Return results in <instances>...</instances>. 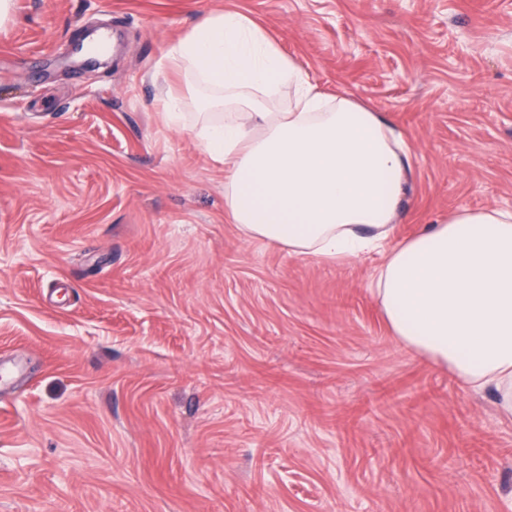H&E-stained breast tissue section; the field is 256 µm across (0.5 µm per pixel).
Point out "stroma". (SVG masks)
I'll return each mask as SVG.
<instances>
[{"mask_svg":"<svg viewBox=\"0 0 512 512\" xmlns=\"http://www.w3.org/2000/svg\"><path fill=\"white\" fill-rule=\"evenodd\" d=\"M229 8L402 133L391 243L512 207V0H11L0 512H512V417L393 336L384 254H294L227 217L205 98L167 57ZM91 28L116 45L88 68Z\"/></svg>","mask_w":512,"mask_h":512,"instance_id":"obj_1","label":"stroma"}]
</instances>
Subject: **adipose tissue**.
Here are the masks:
<instances>
[{
	"label": "adipose tissue",
	"instance_id": "obj_1",
	"mask_svg": "<svg viewBox=\"0 0 512 512\" xmlns=\"http://www.w3.org/2000/svg\"><path fill=\"white\" fill-rule=\"evenodd\" d=\"M169 59L216 93L193 132L243 235L326 260L386 253L374 286L393 335L512 416V208L462 209L389 246L410 155L381 114L322 94L238 11L203 19Z\"/></svg>",
	"mask_w": 512,
	"mask_h": 512
}]
</instances>
